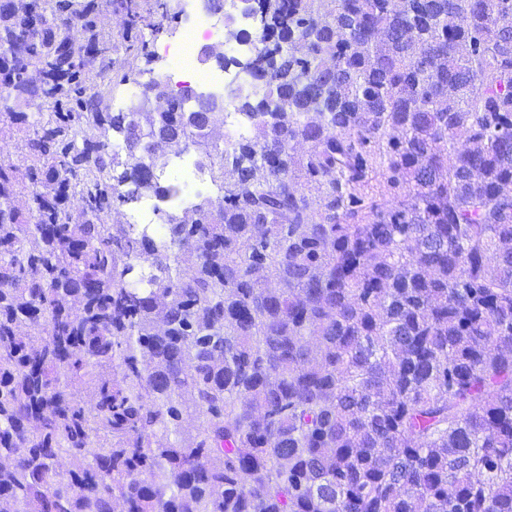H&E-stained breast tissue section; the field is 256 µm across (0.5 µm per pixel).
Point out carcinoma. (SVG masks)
<instances>
[{"instance_id":"obj_1","label":"carcinoma","mask_w":512,"mask_h":512,"mask_svg":"<svg viewBox=\"0 0 512 512\" xmlns=\"http://www.w3.org/2000/svg\"><path fill=\"white\" fill-rule=\"evenodd\" d=\"M13 2L0 512H512V0H254L250 131L167 142L100 8ZM191 151L219 197L110 221Z\"/></svg>"}]
</instances>
